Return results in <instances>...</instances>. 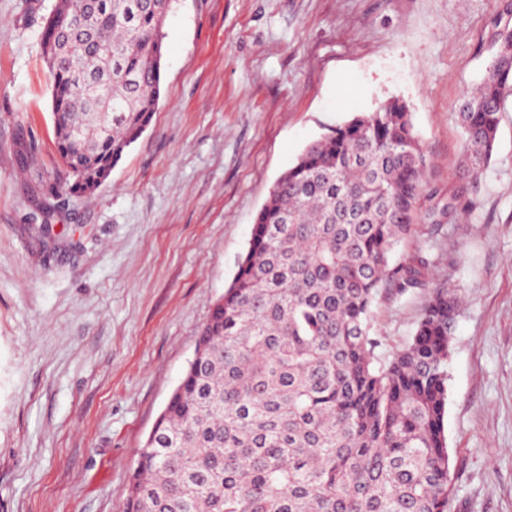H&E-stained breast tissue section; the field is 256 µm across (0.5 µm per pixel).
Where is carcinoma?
Masks as SVG:
<instances>
[{
	"label": "carcinoma",
	"instance_id": "cac0c4a2",
	"mask_svg": "<svg viewBox=\"0 0 512 512\" xmlns=\"http://www.w3.org/2000/svg\"><path fill=\"white\" fill-rule=\"evenodd\" d=\"M173 0H55L41 52L55 146L89 195L150 126ZM458 102L461 154L479 180L512 96V29ZM428 161L391 99L311 142L256 213L204 344L139 449L126 512H448V358L460 302L434 286L388 356L370 336L380 288L426 283L391 259L410 236ZM455 196L434 224L456 220Z\"/></svg>",
	"mask_w": 512,
	"mask_h": 512
}]
</instances>
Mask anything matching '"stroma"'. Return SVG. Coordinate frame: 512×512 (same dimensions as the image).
<instances>
[{
	"label": "stroma",
	"instance_id": "35a3bbf8",
	"mask_svg": "<svg viewBox=\"0 0 512 512\" xmlns=\"http://www.w3.org/2000/svg\"><path fill=\"white\" fill-rule=\"evenodd\" d=\"M55 0H0V512H124L137 450L177 386L253 218L313 140L410 105L452 224L395 256L372 334L412 336L431 285L462 307L448 359L450 512H512V97L479 182L455 104L481 82L512 0H174L149 128L93 198L53 191Z\"/></svg>",
	"mask_w": 512,
	"mask_h": 512
}]
</instances>
